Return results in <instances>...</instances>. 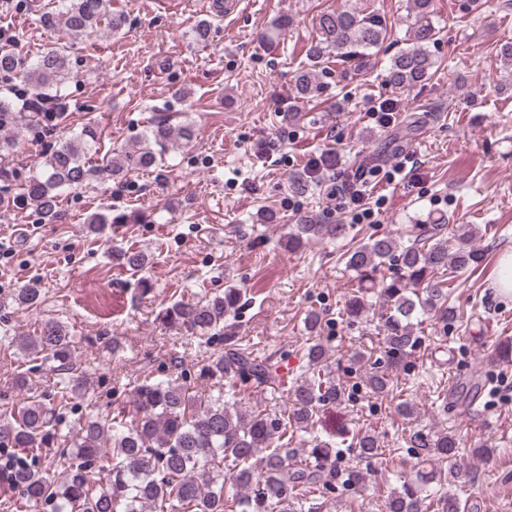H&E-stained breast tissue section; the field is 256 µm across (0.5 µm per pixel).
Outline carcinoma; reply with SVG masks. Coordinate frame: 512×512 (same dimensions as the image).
<instances>
[{
	"label": "carcinoma",
	"mask_w": 512,
	"mask_h": 512,
	"mask_svg": "<svg viewBox=\"0 0 512 512\" xmlns=\"http://www.w3.org/2000/svg\"><path fill=\"white\" fill-rule=\"evenodd\" d=\"M433 0H411L414 33L411 45L398 51L385 68V82L395 90L411 91L426 81L436 61L428 50L435 41L431 20ZM50 26H60L76 37H89L104 28L108 34L125 30L126 14L106 11L105 0H60L56 10L42 15ZM320 38L307 50L309 66L295 78L297 100L321 93L322 64L331 56L353 61L357 69L371 64L389 37L384 19L375 11L360 7L324 11L317 20ZM0 73L20 79L29 96L22 106L0 97V152L11 150L30 129L47 122L43 102L54 100L63 110L66 83L71 78L66 50H52L27 66L19 64L8 44L0 45ZM195 138L191 123L177 126L156 123L138 140L135 150L112 154L100 167L90 168L82 157L98 143L97 131L89 124L79 134L59 141L46 155L43 171L32 176L22 194L53 224L58 218L61 192L79 188L98 177L122 179L131 172L144 171L162 161L161 150L170 144H190ZM319 181V168L312 166L297 175L292 190L305 194ZM343 224H322L308 216L286 235L288 247L305 239L343 236ZM429 247L403 245L389 235L368 238L349 256V265L360 281L376 287L373 273L390 270V281L379 289L381 319L387 331L386 355L397 361L413 349L418 337L412 334L411 319L419 314H437L445 322L455 318L448 304L449 293L436 272L444 269L461 273L481 265L483 254L473 245L471 225L457 228V245L449 249L440 236L442 225L421 227ZM116 257L128 270L138 273L145 256L134 250H116ZM355 295L347 305L352 317L368 308L365 294ZM241 289L229 287L224 294L195 302L176 300L161 313V320L208 342L225 319L235 314ZM224 353L211 357L201 374L224 382L229 388L215 397H203L184 381L144 380L133 388L132 408L102 421L92 414L81 417L66 435L69 447L55 452L44 447L47 437L62 433L63 411L71 404L89 401L85 379L78 375L57 391L54 403L29 396L20 406L0 407V453L9 461L0 464V484L19 491L9 502L10 512H31L46 505L51 512H302L303 501L328 489L336 480V445L348 444L359 455H382L377 437L368 432H337V439L313 437L306 457L296 462L288 447V425L308 433L319 422L321 412L343 398V391L331 376L328 349L315 340L305 352L307 374L284 388L292 409L278 421L260 414L230 410L224 396L252 386L282 384L280 364L271 357L253 354L228 336ZM25 348L45 354L69 374L75 371L72 342L54 320H45L33 334L20 337ZM411 448L422 463L444 461L458 449L457 438L446 432L416 429L409 436ZM231 463L229 476L224 465ZM433 475L419 471L392 493L386 512H462L455 494L434 495ZM244 490L241 496L224 491V482Z\"/></svg>",
	"instance_id": "1"
}]
</instances>
